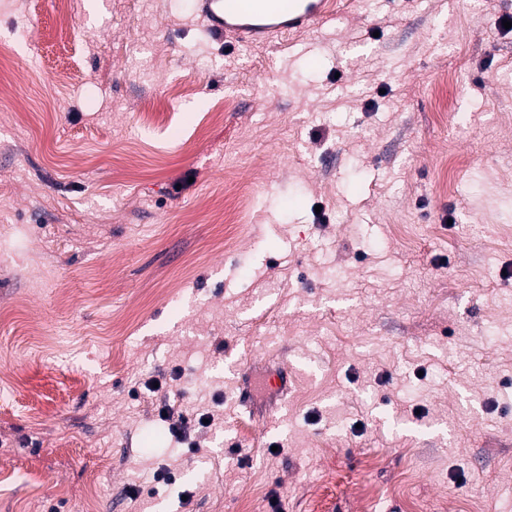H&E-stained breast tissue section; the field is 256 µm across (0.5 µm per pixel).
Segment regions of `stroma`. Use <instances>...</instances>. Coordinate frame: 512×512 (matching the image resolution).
<instances>
[{
    "instance_id": "obj_1",
    "label": "stroma",
    "mask_w": 512,
    "mask_h": 512,
    "mask_svg": "<svg viewBox=\"0 0 512 512\" xmlns=\"http://www.w3.org/2000/svg\"><path fill=\"white\" fill-rule=\"evenodd\" d=\"M72 8L0 7V512H512V0L254 46L194 0ZM164 401L224 428L189 451Z\"/></svg>"
}]
</instances>
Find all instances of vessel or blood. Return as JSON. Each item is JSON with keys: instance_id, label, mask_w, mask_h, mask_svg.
<instances>
[{"instance_id": "vessel-or-blood-1", "label": "vessel or blood", "mask_w": 512, "mask_h": 512, "mask_svg": "<svg viewBox=\"0 0 512 512\" xmlns=\"http://www.w3.org/2000/svg\"><path fill=\"white\" fill-rule=\"evenodd\" d=\"M196 7L214 39L243 46L317 33L331 13L330 0H196Z\"/></svg>"}]
</instances>
